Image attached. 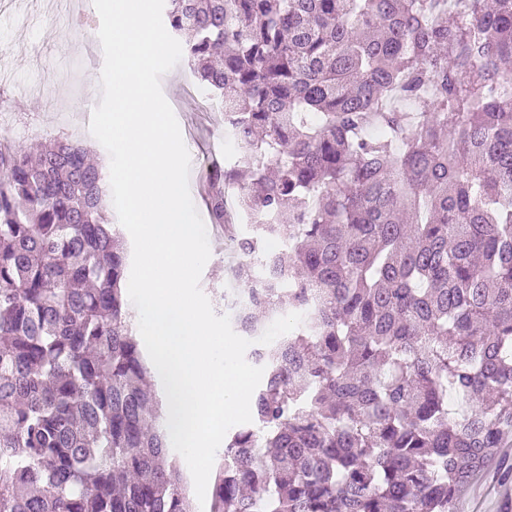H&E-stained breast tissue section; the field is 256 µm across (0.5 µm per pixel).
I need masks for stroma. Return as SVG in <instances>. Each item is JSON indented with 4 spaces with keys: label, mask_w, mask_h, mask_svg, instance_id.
<instances>
[{
    "label": "stroma",
    "mask_w": 512,
    "mask_h": 512,
    "mask_svg": "<svg viewBox=\"0 0 512 512\" xmlns=\"http://www.w3.org/2000/svg\"><path fill=\"white\" fill-rule=\"evenodd\" d=\"M92 0H11L0 14V92L11 109L0 111V125L14 130L13 144L27 148L45 140L76 138L86 100L100 98L104 56L97 36L78 26L79 19L96 16ZM185 146L190 154V195L207 223L212 260L203 270L200 286L214 297L228 281L229 257L224 234L209 221L202 194L203 169L224 156V114L218 106L200 108V85L187 61H180L161 79ZM512 493L500 487L492 473L476 477L464 490L457 512H504Z\"/></svg>",
    "instance_id": "35a3bbf8"
}]
</instances>
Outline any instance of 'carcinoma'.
<instances>
[{
  "label": "carcinoma",
  "instance_id": "carcinoma-1",
  "mask_svg": "<svg viewBox=\"0 0 512 512\" xmlns=\"http://www.w3.org/2000/svg\"><path fill=\"white\" fill-rule=\"evenodd\" d=\"M163 14L234 144L224 307L253 339L303 315L249 352L210 512H457L512 443V0ZM104 197L82 145L0 143V512H194Z\"/></svg>",
  "mask_w": 512,
  "mask_h": 512
}]
</instances>
